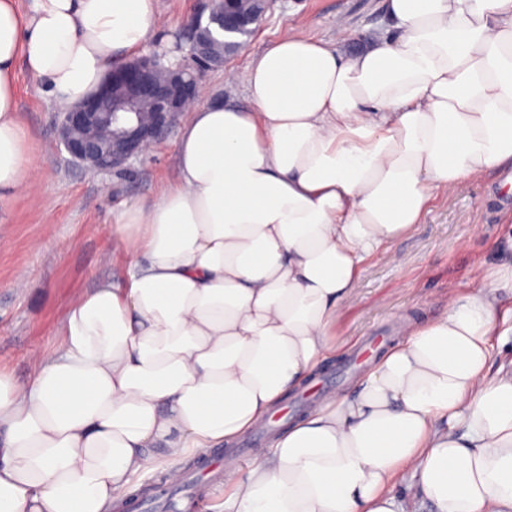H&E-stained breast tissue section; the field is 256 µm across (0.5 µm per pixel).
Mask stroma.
<instances>
[{
	"instance_id": "35a3bbf8",
	"label": "stroma",
	"mask_w": 512,
	"mask_h": 512,
	"mask_svg": "<svg viewBox=\"0 0 512 512\" xmlns=\"http://www.w3.org/2000/svg\"><path fill=\"white\" fill-rule=\"evenodd\" d=\"M204 0H158L162 21L145 44L162 48L199 15ZM346 26L352 44L377 38L389 25L384 0H275L242 50L221 65L204 70L200 82L211 98L249 108L241 84L228 78L273 40L294 30L332 41ZM18 109L29 153L40 181L38 192H19L0 204V371L26 381L30 354L60 342L62 314L71 296L99 282L119 279L126 261L123 248L103 231L122 204L153 202L178 174L177 129L120 171L95 174L72 162L57 141L62 111L27 72H16ZM494 171L460 192L434 199L420 224L397 239L402 262L390 266L370 257L359 286L336 322L332 339L338 350L297 397L282 402L274 426L259 423L233 446L208 451L203 470H183L203 490L202 512H217L224 497V458L249 463L269 447L275 431L326 398L351 390L377 360L400 341L411 323L440 314L449 289L470 290L484 271L512 261L496 239L507 230L512 193ZM26 289L15 288L18 277Z\"/></svg>"
}]
</instances>
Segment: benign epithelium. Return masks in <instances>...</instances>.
I'll list each match as a JSON object with an SVG mask.
<instances>
[{
	"label": "benign epithelium",
	"mask_w": 512,
	"mask_h": 512,
	"mask_svg": "<svg viewBox=\"0 0 512 512\" xmlns=\"http://www.w3.org/2000/svg\"><path fill=\"white\" fill-rule=\"evenodd\" d=\"M201 22L198 17L190 24L187 46L177 44V50H186L182 57L172 61L167 52L156 50L142 54L109 73L84 103L61 113L58 140L72 161L93 173L118 170L162 138L186 103L198 96L188 59L198 68L213 64L203 45L190 41ZM141 98L153 101L146 121L133 119L125 109L100 111L107 100L132 105Z\"/></svg>",
	"instance_id": "benign-epithelium-1"
}]
</instances>
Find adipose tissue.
I'll return each instance as SVG.
<instances>
[{
	"label": "adipose tissue",
	"instance_id": "1",
	"mask_svg": "<svg viewBox=\"0 0 512 512\" xmlns=\"http://www.w3.org/2000/svg\"><path fill=\"white\" fill-rule=\"evenodd\" d=\"M352 52L290 33L234 74L252 104L205 100L177 139L179 180L118 211L120 281L77 294L23 383L0 372V512H117L134 478L170 480L233 443L336 352L363 262L437 194L512 163V0H386ZM157 0H0V201L32 185L17 112L24 64L62 107L142 47ZM512 263L449 290L358 386L263 456L224 459L223 512H512V369L491 340Z\"/></svg>",
	"mask_w": 512,
	"mask_h": 512
}]
</instances>
